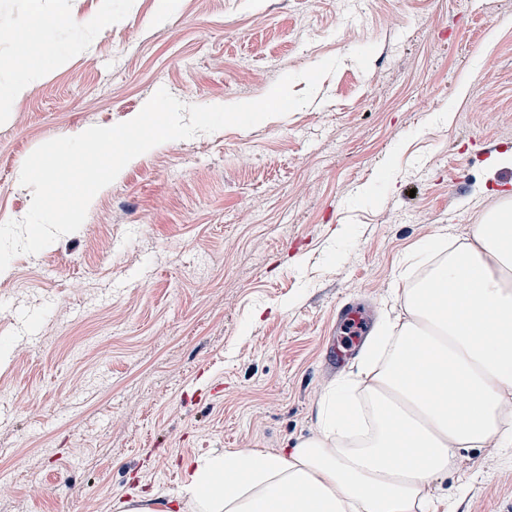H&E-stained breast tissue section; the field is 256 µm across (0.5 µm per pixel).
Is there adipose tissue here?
I'll use <instances>...</instances> for the list:
<instances>
[{
	"instance_id": "1",
	"label": "adipose tissue",
	"mask_w": 512,
	"mask_h": 512,
	"mask_svg": "<svg viewBox=\"0 0 512 512\" xmlns=\"http://www.w3.org/2000/svg\"><path fill=\"white\" fill-rule=\"evenodd\" d=\"M112 0L66 21L48 10L6 29L34 46L57 28L86 50ZM354 380L329 390L316 434L292 448L196 461L177 507L193 512H430L461 451L512 447V203L440 254L402 294Z\"/></svg>"
}]
</instances>
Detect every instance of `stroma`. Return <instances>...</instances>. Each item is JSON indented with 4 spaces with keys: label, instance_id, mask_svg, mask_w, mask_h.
I'll return each mask as SVG.
<instances>
[{
    "label": "stroma",
    "instance_id": "35a3bbf8",
    "mask_svg": "<svg viewBox=\"0 0 512 512\" xmlns=\"http://www.w3.org/2000/svg\"><path fill=\"white\" fill-rule=\"evenodd\" d=\"M112 0L85 53L0 124V223L27 214L41 144L339 67L255 127L168 141L81 228L0 272V512H162L196 460L315 435L336 310L374 321L512 195V0ZM436 512H512V447L462 451Z\"/></svg>",
    "mask_w": 512,
    "mask_h": 512
}]
</instances>
